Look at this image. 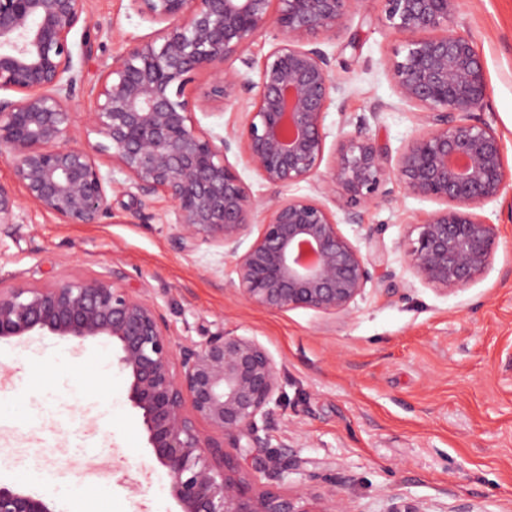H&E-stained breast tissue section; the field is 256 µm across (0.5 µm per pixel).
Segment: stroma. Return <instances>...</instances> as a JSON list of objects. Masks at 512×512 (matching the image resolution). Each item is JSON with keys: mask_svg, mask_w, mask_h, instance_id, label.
Instances as JSON below:
<instances>
[{"mask_svg": "<svg viewBox=\"0 0 512 512\" xmlns=\"http://www.w3.org/2000/svg\"><path fill=\"white\" fill-rule=\"evenodd\" d=\"M91 51L79 67L72 107L85 128L90 93L113 61L153 24L128 0H90ZM482 56L488 98L481 119L502 137L512 163V0H458L448 23ZM381 0H359L347 27L320 46L344 91L324 127L334 145L344 121H364L390 154L425 125L400 101L389 62L405 41ZM112 214L97 224H63L36 212L12 236H0L5 285L120 270L134 291L155 301L177 343L223 332L257 339L273 356L281 401L270 444L293 446L306 464L288 473L284 492L302 485L342 496L349 512H387L392 497L425 512H512V178L482 215L497 224L492 265L468 288L445 295L408 270L409 232L438 209L393 187L359 209L343 233L378 231L384 283L367 288L351 315L307 309L274 312L232 288L231 263L207 244L182 251L173 207L154 198L139 207L112 194ZM111 341L84 345L46 334L0 340V395L26 413L0 416V483L53 502L57 512H176L170 479L155 459L129 378L113 371L107 390L100 359L116 363Z\"/></svg>", "mask_w": 512, "mask_h": 512, "instance_id": "obj_1", "label": "stroma"}]
</instances>
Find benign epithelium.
Returning a JSON list of instances; mask_svg holds the SVG:
<instances>
[{"mask_svg":"<svg viewBox=\"0 0 512 512\" xmlns=\"http://www.w3.org/2000/svg\"><path fill=\"white\" fill-rule=\"evenodd\" d=\"M129 2L158 29L92 89L89 131L100 141L84 146L73 134L71 100L75 56L88 54V0H0V157L13 173L12 182H0V233L12 234L30 211L97 224L111 214L115 190L136 189L142 205L161 194L174 207L180 248H223L233 261L231 283L249 303L341 317L368 286L383 282L375 231L353 241L341 225L384 200L393 181L410 196L444 204L416 224L407 251L414 278L448 294L491 266L498 228L475 209L501 195L508 168L501 137L474 117L487 97L485 62L469 36L443 31L458 0H381L392 27L413 34L389 73L398 97L421 110L428 128L393 158L359 122L339 133L325 174L324 114L342 86L318 39L345 28L357 0ZM271 21L281 38L257 80L246 79L234 63L252 67L248 51ZM202 73L209 83L194 97L190 85ZM212 103L244 106L243 128L223 136L203 129L195 109ZM231 153L272 188L261 203ZM102 157L112 171L102 172ZM303 181L316 183L318 197L287 193ZM338 188L346 195L339 213L327 204ZM44 332L80 345L117 343L128 400L167 469L178 512H346L340 496L322 497L311 485L280 490L305 461L269 451L260 435L274 423L280 383L274 358L255 338L219 334L177 344L155 302L134 294L118 270L0 284V339ZM244 460L266 475V486L252 483ZM0 512L53 509L0 484Z\"/></svg>","mask_w":512,"mask_h":512,"instance_id":"7a95c632","label":"benign epithelium"}]
</instances>
